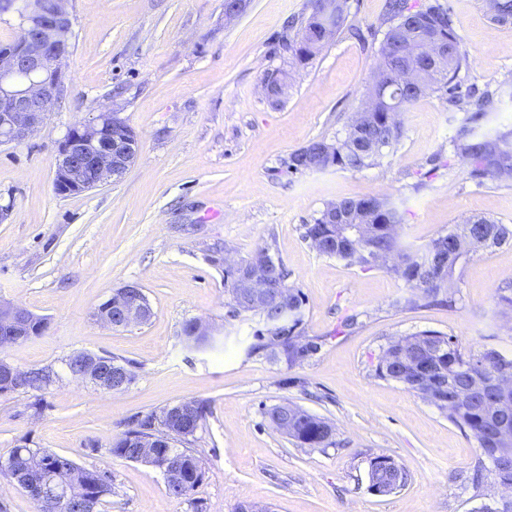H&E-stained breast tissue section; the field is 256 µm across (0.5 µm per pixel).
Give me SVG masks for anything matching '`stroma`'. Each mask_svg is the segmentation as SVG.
Here are the masks:
<instances>
[{
    "label": "stroma",
    "instance_id": "35a3bbf8",
    "mask_svg": "<svg viewBox=\"0 0 512 512\" xmlns=\"http://www.w3.org/2000/svg\"><path fill=\"white\" fill-rule=\"evenodd\" d=\"M469 67L463 87L497 93L486 132L512 129V24L495 25L487 0H441ZM386 0H347L348 31L293 73L280 101L262 79L291 18L310 0H248L224 17V0H68L74 24L66 91L45 126L0 146V300L44 317L42 336L0 349L26 370L72 352L130 361L134 383L108 393L61 375L50 387L0 395V458L26 443L111 473L99 512H497L512 492L470 478L480 450L470 431L399 382L378 377L391 340L423 330L462 351L512 358V312L498 303L512 282V244L473 255L449 306L409 308L410 293L385 268L325 256L305 237L325 204L379 195L403 213L401 241L418 249L452 225L483 216L512 225V182L475 178L451 140L463 111L428 93L401 113V135L379 164L292 173L290 154L342 136L379 63ZM110 109L136 132L124 174L89 191L53 186L58 146L74 125ZM282 261L304 296L302 334L320 338L296 366L247 348L262 323L233 313L224 257L259 249ZM143 289L150 320L114 329L94 317L126 284ZM357 320L342 328L345 317ZM205 324L209 346L187 347L182 327ZM45 408L34 414V400ZM207 412L190 446L202 480L190 499L167 492L161 470L113 456L129 424L184 401ZM290 403L333 424L335 446L303 448L267 412ZM391 458L406 486L369 489L373 458Z\"/></svg>",
    "mask_w": 512,
    "mask_h": 512
}]
</instances>
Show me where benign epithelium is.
Wrapping results in <instances>:
<instances>
[{"label": "benign epithelium", "mask_w": 512, "mask_h": 512, "mask_svg": "<svg viewBox=\"0 0 512 512\" xmlns=\"http://www.w3.org/2000/svg\"><path fill=\"white\" fill-rule=\"evenodd\" d=\"M66 0H22L15 8L18 26L26 33L20 46L0 54V145L18 144L40 131L52 106L65 87L64 63L70 55L66 34L73 18L65 8ZM124 126L118 113L105 110L90 122L71 129L59 145L53 183L62 194L81 193L120 178L135 161L138 138L133 132L116 137L111 131ZM92 167L96 179L88 182L84 171ZM224 264L237 271L245 288L242 305L269 304L275 316L267 328L274 331L288 325V293L269 288L267 258L245 263L224 257ZM136 284L124 286L108 303L112 316L103 324L128 328L143 322L147 309ZM33 315L10 302L0 304V340L18 343L29 335ZM69 376L88 381L113 393L123 392L133 383V376L123 363L112 362L97 354L77 351L69 355ZM36 491L49 495V501L70 497L68 485L58 480L54 486H40Z\"/></svg>", "instance_id": "benign-epithelium-1"}]
</instances>
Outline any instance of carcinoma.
Returning a JSON list of instances; mask_svg holds the SVG:
<instances>
[{
    "instance_id": "carcinoma-1",
    "label": "carcinoma",
    "mask_w": 512,
    "mask_h": 512,
    "mask_svg": "<svg viewBox=\"0 0 512 512\" xmlns=\"http://www.w3.org/2000/svg\"><path fill=\"white\" fill-rule=\"evenodd\" d=\"M310 13L290 25L293 36L282 39L279 50L288 54L295 65H305L346 27V4L336 0H310ZM387 26L380 46L382 63L368 88L369 105L355 114L345 136L334 141L313 140L293 151L288 171L320 170L331 167L358 171L373 165L384 150L400 137V122L395 116L428 92L443 91L448 101L466 106L464 123L453 140L454 151L469 160L471 175L512 182V129L495 134L482 132L489 114L495 110V92L486 90L477 98L464 102L459 73L467 66V56L454 31L448 10L440 4L414 9L408 0H389ZM438 43L446 49L440 63L431 65L428 48ZM403 216L388 199L367 196L331 201L313 223L304 225L305 237L318 241V252L341 259L351 266L371 268L372 256L378 252L391 255L389 272L410 288L403 305L426 307L449 303L448 283L456 279L470 258L480 250H489L512 242V227L485 217H471L456 224L445 234L432 239L423 248L411 250L403 246L399 230ZM448 257V264H436L431 256ZM283 265L274 268L272 288L288 291V304L296 312L288 320V334L270 336L262 328L255 332L248 353L269 362H285L292 367L303 363L320 348L315 339L302 336L303 299L301 291L287 284ZM224 293L237 304L241 288L235 274L224 270ZM512 367V359L493 348L464 353L456 342L434 330H424L390 342L376 367L382 378L403 384L428 400L438 410L474 436L482 459L490 464L496 483L512 487V469H500L496 454L512 447V404L500 410L484 400L503 367ZM29 385L20 390L0 383V395L47 388L59 378L51 366L30 369ZM283 409L299 414L288 421L287 435L309 448H327L335 444L332 425L287 402L271 408L273 417ZM150 432L160 447L156 455L165 454L181 461L174 482L167 487L177 499L188 497L202 480L199 460L193 449L186 447L194 433L182 421L166 413L150 414L129 427L112 441V455L137 461L136 445L140 436ZM59 473L65 475L71 499L51 506L36 504L37 512H96L105 498L112 496V475L79 465L71 456L47 448H31L25 444L13 448L7 459L0 461V475L14 482L47 485ZM375 485L388 495L404 486L406 472L382 468L372 473Z\"/></svg>"
}]
</instances>
